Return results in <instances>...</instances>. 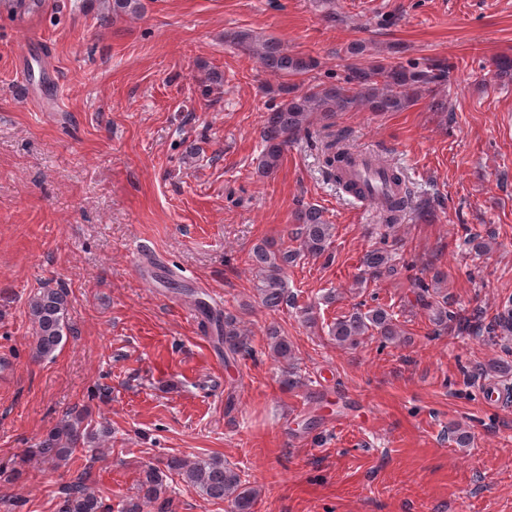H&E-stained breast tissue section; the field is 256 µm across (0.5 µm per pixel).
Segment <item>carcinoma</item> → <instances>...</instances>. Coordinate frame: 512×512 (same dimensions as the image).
Wrapping results in <instances>:
<instances>
[{"label": "carcinoma", "instance_id": "carcinoma-1", "mask_svg": "<svg viewBox=\"0 0 512 512\" xmlns=\"http://www.w3.org/2000/svg\"><path fill=\"white\" fill-rule=\"evenodd\" d=\"M140 9L141 0H112V15L106 14L103 19L115 21L135 15ZM231 42L264 68L285 76L304 75L317 67L314 58L288 52L275 38L260 40L247 31H238L231 37ZM447 73L448 64L442 61H434L420 69H408L398 62L378 61L369 68H352L342 83H319L304 91L294 84L281 86V101L268 114L262 131V172L271 174L278 169L288 143L309 128L314 114L321 113L330 118L338 112H350L360 106L373 112H398L409 107L422 91L440 82ZM325 128L329 132L324 137L321 157L326 174L346 192L361 195L362 190L348 181L345 171V158L352 149L347 136L330 131L328 124ZM388 169L390 190L395 192V196L380 208L385 227L400 223L403 213L415 205L414 192L403 173L392 165ZM295 222V238L300 241L298 250H284L267 240L253 249L252 261L258 269L257 291L268 308H278L289 302L284 270L301 254L332 258L328 246L333 237V225L326 223L319 210L301 208ZM361 264L374 273L397 271L389 253L379 248L365 252ZM418 297L425 307L432 309L433 322L441 331L454 329L467 334L484 332L494 337L512 336L511 306L497 313L485 328L474 329L468 320L448 309V302L430 301L429 284L418 282ZM196 311L216 333L217 340L224 343V362L255 354L236 317L222 314L203 300L197 301ZM28 312L35 327V357L53 356L62 343L64 331L69 329L66 293L61 289L43 288L30 299ZM329 336L343 348L356 346L365 336H376L384 344L406 341L393 315L382 307L352 308L331 325ZM267 339L275 358L285 362L292 359L293 346L279 330L270 329ZM109 433L111 430L105 426L98 430L92 428L81 411L72 409L46 433L36 453L48 461H66L77 449L88 447ZM165 468L164 472L156 467L145 471L141 483L143 502H158L163 507L170 505V500L163 497L166 492L164 476L168 471L181 476L185 483L198 488L207 498L230 503L231 512H254L257 491L247 486L241 470L218 457L200 458L193 462L170 459ZM57 512H104L102 500L90 487L89 471H82L65 486Z\"/></svg>", "mask_w": 512, "mask_h": 512}]
</instances>
